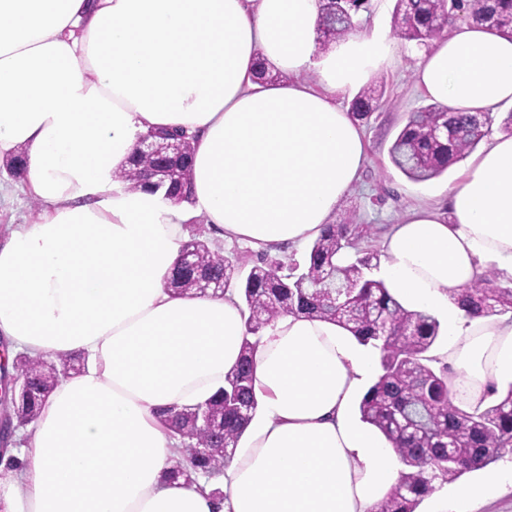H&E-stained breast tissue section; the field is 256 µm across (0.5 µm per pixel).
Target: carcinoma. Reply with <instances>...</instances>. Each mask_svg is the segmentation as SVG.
<instances>
[{
  "mask_svg": "<svg viewBox=\"0 0 512 512\" xmlns=\"http://www.w3.org/2000/svg\"><path fill=\"white\" fill-rule=\"evenodd\" d=\"M471 19L487 23L496 33L512 37V0H473ZM368 0H322L320 19L336 18L329 27L320 24V44L328 47L356 31L358 13ZM456 14L454 0H396L392 14L393 33L423 43L437 37L442 29L435 22ZM379 86L369 84L358 91L352 111L365 119L376 108ZM494 118L447 112L435 103L410 113L406 124L393 141L389 155L393 165L408 179L424 182L441 176L453 160L474 151L491 132ZM448 123V138L435 139L430 129ZM370 229L352 231L350 225L328 224L316 238L304 265L270 260L241 275L242 263L224 255L223 249L207 240L192 239L186 245L200 253L204 270L239 292L243 305L246 336L240 361L230 374L237 384L235 403L256 409L252 390V354L258 336L285 314H303L335 322L348 329L361 342H379L382 374L368 389L359 404L362 422L378 429L392 444L403 470L381 505L380 512H416L435 483L452 482L466 472L484 469L494 463L502 450L512 447V388L484 409L470 410L455 403L450 395L448 376L432 366L430 355L437 342L440 323L432 315L407 311L389 294L380 280L366 277L373 255L359 250L360 241ZM345 248L355 250L344 264L336 254ZM195 275L173 269L168 287L180 294L194 292ZM336 284V301H323L315 292ZM454 300L474 317H492L512 310V288L496 282L487 272L475 285L453 295ZM68 357L31 358L18 355L13 361L17 376L28 390L11 401V417L22 424L36 421L42 404L60 378L67 376ZM224 409L218 426L224 429L228 446L225 458L245 433L252 416L224 405V394L208 400ZM160 420L178 446L201 445L205 437L193 425V408L169 406L160 411ZM218 464L180 455L171 475L195 481L199 474L212 476Z\"/></svg>",
  "mask_w": 512,
  "mask_h": 512,
  "instance_id": "obj_1",
  "label": "carcinoma"
}]
</instances>
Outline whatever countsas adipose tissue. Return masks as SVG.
Returning a JSON list of instances; mask_svg holds the SVG:
<instances>
[{"label": "adipose tissue", "mask_w": 512, "mask_h": 512, "mask_svg": "<svg viewBox=\"0 0 512 512\" xmlns=\"http://www.w3.org/2000/svg\"><path fill=\"white\" fill-rule=\"evenodd\" d=\"M320 0H0V158L24 149L41 220L0 241V338L32 357L81 353L26 443L0 455V512H377L401 466L357 405L380 374L374 342L304 315L253 353L256 414L216 501L170 479L160 408L211 398L245 334L236 289L167 281L186 209L252 248L315 240L366 160L341 97L391 57L388 33L322 51ZM286 74L257 76L259 63ZM312 73L318 86L304 80ZM417 86L453 112L512 105V39L459 22L423 52ZM192 139L193 203L113 174L152 129ZM447 208L419 207L380 241L371 274L438 317L450 388L469 407L512 386V320L451 299L496 263L512 279V136L457 160Z\"/></svg>", "instance_id": "ef3b65f1"}]
</instances>
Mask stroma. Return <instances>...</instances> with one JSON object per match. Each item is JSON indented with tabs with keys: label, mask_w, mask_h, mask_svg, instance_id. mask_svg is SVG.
<instances>
[{
	"label": "stroma",
	"mask_w": 512,
	"mask_h": 512,
	"mask_svg": "<svg viewBox=\"0 0 512 512\" xmlns=\"http://www.w3.org/2000/svg\"><path fill=\"white\" fill-rule=\"evenodd\" d=\"M420 45L397 40L395 53L373 76L384 87V94L371 116L362 123L366 161L361 180L342 202L338 216H350L352 223L368 226L372 234L365 250L379 252V241L390 225L399 223L408 210L440 201L442 188L457 179L448 169L432 180L415 183L397 170L389 148L405 123L409 112L427 105L428 97L416 86L413 73ZM45 205L30 191L28 177L15 173L8 158H0V236L14 224L35 222Z\"/></svg>",
	"instance_id": "obj_1"
}]
</instances>
